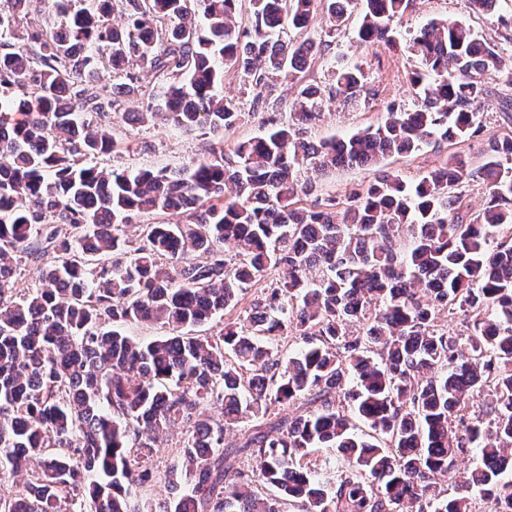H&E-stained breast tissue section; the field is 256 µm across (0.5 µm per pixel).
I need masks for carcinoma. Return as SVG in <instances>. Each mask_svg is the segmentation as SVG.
Wrapping results in <instances>:
<instances>
[{
  "label": "carcinoma",
  "mask_w": 512,
  "mask_h": 512,
  "mask_svg": "<svg viewBox=\"0 0 512 512\" xmlns=\"http://www.w3.org/2000/svg\"><path fill=\"white\" fill-rule=\"evenodd\" d=\"M4 2L0 484L30 479L0 487V512H473L476 495L512 512V138L491 142L477 171L456 159L409 185L386 170L343 199L295 175L478 135L483 75L504 71L512 86L495 46L433 19L412 39L413 107L344 139L302 138L324 101L364 94L360 69L343 65L329 88L300 89L291 123L230 154L128 172L96 159L117 145L122 97L139 93L132 65L159 79L137 121L222 137L243 117L224 100V65L265 105L275 77L324 49L283 41L282 28L306 30L320 5L337 30L359 5L358 40L394 46L410 0H53L64 22L24 32L32 0ZM475 176L489 195L469 219L453 189ZM171 212L182 222L142 224L128 249L138 217ZM16 253L39 262L35 284ZM236 308L218 332L196 333ZM459 315L451 335L441 321ZM135 323L164 334L122 331ZM288 334L303 342L293 355L281 350ZM247 422L224 451V432ZM175 427L186 429L180 459L160 472L154 451ZM328 448L347 461L331 487ZM472 449L460 493L436 490ZM158 480L170 491L160 507L143 493Z\"/></svg>",
  "instance_id": "obj_1"
}]
</instances>
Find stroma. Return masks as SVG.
Returning <instances> with one entry per match:
<instances>
[{
	"label": "stroma",
	"instance_id": "35a3bbf8",
	"mask_svg": "<svg viewBox=\"0 0 512 512\" xmlns=\"http://www.w3.org/2000/svg\"><path fill=\"white\" fill-rule=\"evenodd\" d=\"M512 13V0L501 8L500 14L477 15L471 12L468 0H414L396 22L398 39L395 46L376 44L365 46L356 36L357 16H350L339 30H331L325 14L313 19L309 35L327 41L328 47L319 53L309 69L300 73L297 82L280 78L274 80L270 98L272 108L257 109L253 93L242 82L233 67L224 69V94L238 111L244 112L241 123L224 134L225 149L245 138L260 134L268 124L290 123L292 106L299 86L308 83L327 84L335 66L345 63L358 66L363 73L369 97L353 106L333 104L324 109L320 120L308 125L305 139L319 142L347 136L358 129L377 124L384 116L387 104L396 101L412 105L414 96L409 89V76L419 64L411 50V36L430 19L462 20L480 36L494 44L506 63H512V38L507 37L498 17ZM489 94L478 106L483 131L479 136L441 145H431L422 151L385 161L386 169L398 171L410 184L418 182L432 168L445 163L448 157L462 156L470 167H481L488 158L491 138L512 136V115L505 112L502 102L512 96V89L502 86L497 73L485 75ZM113 132L118 141L115 152L100 158V165L112 168L152 169L183 168L207 160L214 140L201 131L182 133L166 125L127 123L121 117L113 119Z\"/></svg>",
	"mask_w": 512,
	"mask_h": 512
}]
</instances>
